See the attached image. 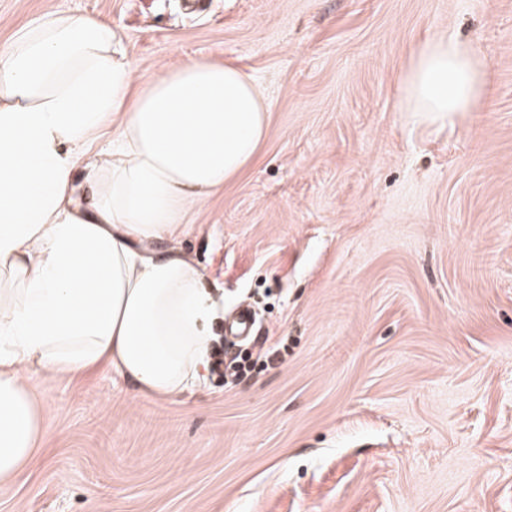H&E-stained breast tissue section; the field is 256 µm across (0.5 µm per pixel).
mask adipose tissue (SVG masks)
Returning a JSON list of instances; mask_svg holds the SVG:
<instances>
[{
  "instance_id": "obj_1",
  "label": "adipose tissue",
  "mask_w": 512,
  "mask_h": 512,
  "mask_svg": "<svg viewBox=\"0 0 512 512\" xmlns=\"http://www.w3.org/2000/svg\"><path fill=\"white\" fill-rule=\"evenodd\" d=\"M404 84L413 120L444 127L474 109L484 65L436 36ZM266 131L263 95L237 67L191 59L136 81L117 29L91 15L46 13L0 46V482L23 477L43 435L28 373L106 367L156 397L201 381L218 304L198 267L152 245L183 235L190 205Z\"/></svg>"
}]
</instances>
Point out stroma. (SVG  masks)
Listing matches in <instances>:
<instances>
[{
	"label": "stroma",
	"instance_id": "35a3bbf8",
	"mask_svg": "<svg viewBox=\"0 0 512 512\" xmlns=\"http://www.w3.org/2000/svg\"><path fill=\"white\" fill-rule=\"evenodd\" d=\"M53 11L110 19L136 75L260 89L255 160L157 247L286 348L171 397L29 374L44 434L0 512H512V0H0V44ZM443 34L486 92L417 125L404 77Z\"/></svg>",
	"mask_w": 512,
	"mask_h": 512
}]
</instances>
